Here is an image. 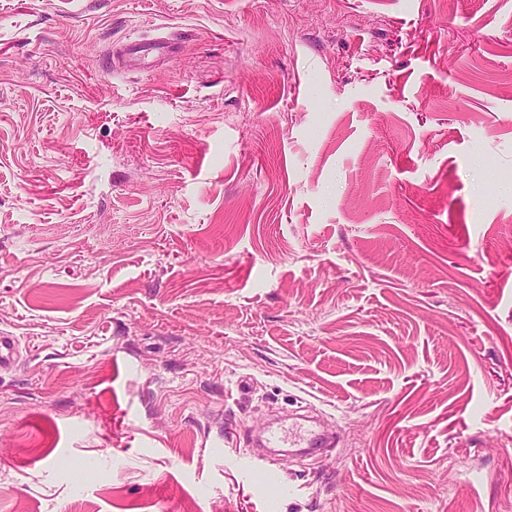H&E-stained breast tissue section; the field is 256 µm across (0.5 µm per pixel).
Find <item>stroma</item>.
Returning a JSON list of instances; mask_svg holds the SVG:
<instances>
[{
  "instance_id": "obj_1",
  "label": "stroma",
  "mask_w": 512,
  "mask_h": 512,
  "mask_svg": "<svg viewBox=\"0 0 512 512\" xmlns=\"http://www.w3.org/2000/svg\"><path fill=\"white\" fill-rule=\"evenodd\" d=\"M497 176L512 0H0V512H512ZM176 52L172 50L169 42L163 38L152 42H145L139 38L130 37L125 43L111 50L105 56L107 73L120 70L127 66H139L145 68L150 63V58L168 57ZM19 339L16 336L0 334V371L13 368L19 358ZM306 441V447H314L323 444L324 440L322 437L313 436L309 439H306L301 434H297L293 429L288 428V431H283L278 434L276 432H271L268 437H266V443L269 444L270 448H283L286 445L290 447H297L302 445Z\"/></svg>"
}]
</instances>
